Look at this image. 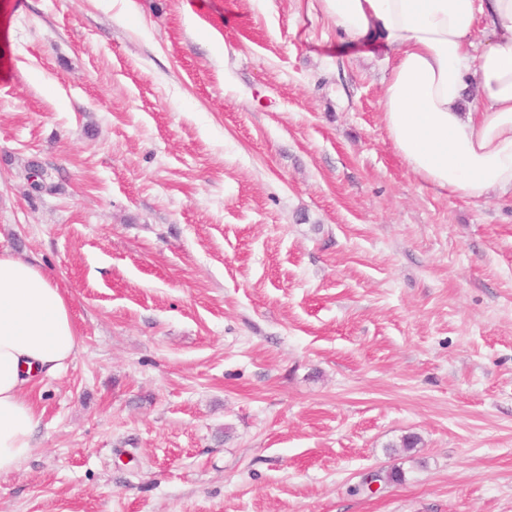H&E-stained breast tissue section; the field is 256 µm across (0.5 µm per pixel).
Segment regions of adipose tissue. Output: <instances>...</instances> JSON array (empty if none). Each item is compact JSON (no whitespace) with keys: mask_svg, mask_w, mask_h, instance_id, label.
Masks as SVG:
<instances>
[{"mask_svg":"<svg viewBox=\"0 0 512 512\" xmlns=\"http://www.w3.org/2000/svg\"><path fill=\"white\" fill-rule=\"evenodd\" d=\"M351 40L383 50L382 121L419 179L473 202L512 192V0H316ZM485 43L475 49L473 38ZM80 346L71 306L33 261L0 252V474L34 447L25 392Z\"/></svg>","mask_w":512,"mask_h":512,"instance_id":"obj_1","label":"adipose tissue"}]
</instances>
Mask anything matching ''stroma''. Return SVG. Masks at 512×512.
Listing matches in <instances>:
<instances>
[{
  "mask_svg": "<svg viewBox=\"0 0 512 512\" xmlns=\"http://www.w3.org/2000/svg\"><path fill=\"white\" fill-rule=\"evenodd\" d=\"M386 71L309 0H0V250L81 338L0 512H512V192L412 174Z\"/></svg>",
  "mask_w": 512,
  "mask_h": 512,
  "instance_id": "obj_1",
  "label": "stroma"
}]
</instances>
